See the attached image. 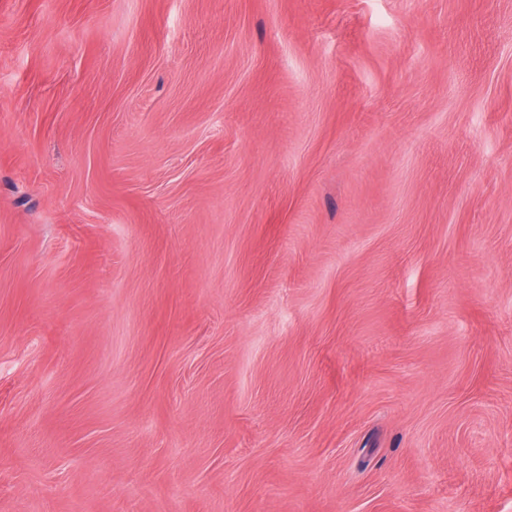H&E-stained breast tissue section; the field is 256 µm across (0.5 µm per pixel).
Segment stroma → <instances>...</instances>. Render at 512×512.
Wrapping results in <instances>:
<instances>
[{
	"instance_id": "1",
	"label": "stroma",
	"mask_w": 512,
	"mask_h": 512,
	"mask_svg": "<svg viewBox=\"0 0 512 512\" xmlns=\"http://www.w3.org/2000/svg\"><path fill=\"white\" fill-rule=\"evenodd\" d=\"M0 512H512V0H0Z\"/></svg>"
}]
</instances>
